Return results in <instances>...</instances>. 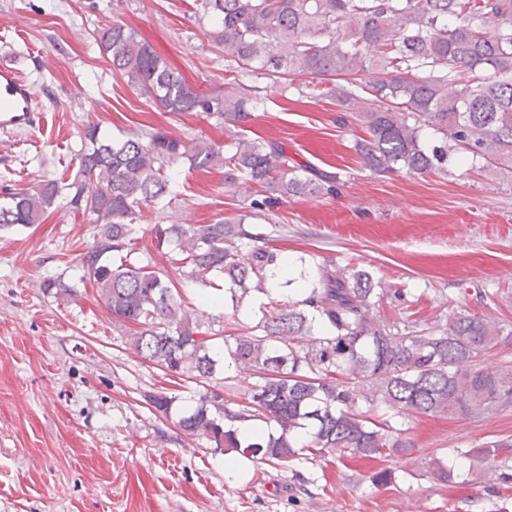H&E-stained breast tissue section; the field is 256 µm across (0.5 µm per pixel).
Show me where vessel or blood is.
Wrapping results in <instances>:
<instances>
[{
  "instance_id": "vessel-or-blood-1",
  "label": "vessel or blood",
  "mask_w": 512,
  "mask_h": 512,
  "mask_svg": "<svg viewBox=\"0 0 512 512\" xmlns=\"http://www.w3.org/2000/svg\"><path fill=\"white\" fill-rule=\"evenodd\" d=\"M42 104L34 88L8 57L0 58V129H33L43 121Z\"/></svg>"
}]
</instances>
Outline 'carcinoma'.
Masks as SVG:
<instances>
[{
  "label": "carcinoma",
  "instance_id": "cac0c4a2",
  "mask_svg": "<svg viewBox=\"0 0 512 512\" xmlns=\"http://www.w3.org/2000/svg\"><path fill=\"white\" fill-rule=\"evenodd\" d=\"M209 37L237 67L266 78L303 72L338 80L329 89L336 123L357 124L355 149L374 172L444 171L461 151L512 173V0H200ZM96 41L112 69L163 111L201 112L223 123L252 119L251 90L208 96L123 23ZM473 79L457 90L462 72ZM88 147L68 183L41 180L9 193L0 229L41 224L58 207L89 217L96 240L81 256L89 281L112 321L130 328L129 342L144 361L189 375L202 387L178 414L188 436L215 450L256 462L286 465L323 452L370 466L376 486L395 474L375 463L411 447L409 429L394 418L413 414L484 416L512 405V374L479 367V359L512 329L484 318L460 317L441 334L394 336L372 315L380 293L371 274L334 264L301 275L297 297L260 310L238 336L212 332L176 299L179 289L160 269L133 257L142 209L162 204L173 181L165 164L185 159L192 169L224 166V183L254 184L266 193L260 212L282 197L335 193L337 177L307 175L280 143L236 138L235 152L196 141L190 147L166 130L114 140L87 123ZM157 248H172L187 281L209 284L219 274L239 289L266 294L268 272L282 264L276 249L243 224H170L156 232ZM42 290L61 300L75 290L45 278ZM320 326L323 335L305 337ZM253 372L258 382L236 407L210 386L225 364ZM178 397L164 392L148 404L170 416ZM364 402L366 410L359 409ZM250 423V436L239 424ZM512 447L493 441L478 450L492 464ZM437 479L462 475L455 456L433 460Z\"/></svg>",
  "mask_w": 512,
  "mask_h": 512
}]
</instances>
